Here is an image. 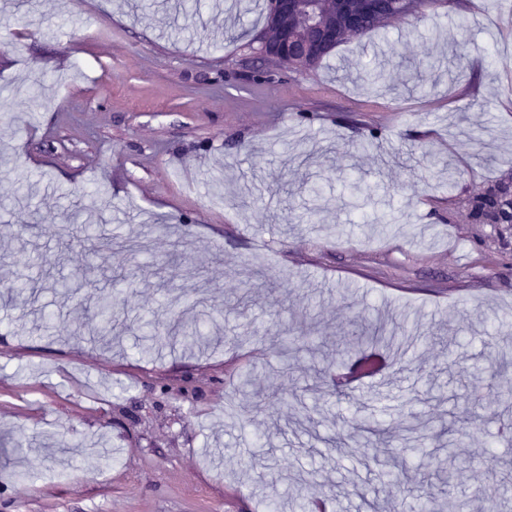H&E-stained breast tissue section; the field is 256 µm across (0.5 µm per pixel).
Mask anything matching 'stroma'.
<instances>
[{
	"instance_id": "35a3bbf8",
	"label": "stroma",
	"mask_w": 512,
	"mask_h": 512,
	"mask_svg": "<svg viewBox=\"0 0 512 512\" xmlns=\"http://www.w3.org/2000/svg\"><path fill=\"white\" fill-rule=\"evenodd\" d=\"M141 2L0 0V88L14 91L0 109V273L22 271L35 293L0 304V512H266L268 494L310 467L331 512H365L373 491L377 512H408L447 450L404 451L387 490L388 450L367 425L425 434L512 388V369L488 367L491 355L512 357V224L469 223L462 207L512 170V0H435L314 68L258 83L247 44L265 0L241 11L201 0L188 15L176 0ZM464 38L479 60L465 87L447 67ZM387 53L438 60L435 92L415 89ZM67 68L76 76L63 89ZM35 78L45 104L34 109ZM29 175L30 196L15 200ZM353 181L372 196L365 208L351 203ZM74 209L102 219L104 236L145 243L124 276L108 251L54 236ZM176 252L185 320L222 312L225 340L145 352L137 320L157 311L160 267ZM62 278L78 288L68 302L54 288ZM104 293L127 326L109 344L94 341L88 313ZM361 315L398 320L413 341L385 352L378 375L334 387L339 364L321 345L351 335ZM284 324L316 349L282 360ZM429 329L436 341H423ZM249 373L261 395L304 397L320 434L346 450L293 430L288 407L244 397ZM505 423L512 404L463 429L472 463L454 491L465 512H488L470 498L486 459L512 476ZM257 432L267 447H253Z\"/></svg>"
}]
</instances>
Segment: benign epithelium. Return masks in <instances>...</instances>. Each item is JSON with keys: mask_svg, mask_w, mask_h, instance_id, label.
<instances>
[{"mask_svg": "<svg viewBox=\"0 0 512 512\" xmlns=\"http://www.w3.org/2000/svg\"><path fill=\"white\" fill-rule=\"evenodd\" d=\"M375 0H269L260 35L266 60L304 71L338 31L371 14Z\"/></svg>", "mask_w": 512, "mask_h": 512, "instance_id": "benign-epithelium-1", "label": "benign epithelium"}]
</instances>
